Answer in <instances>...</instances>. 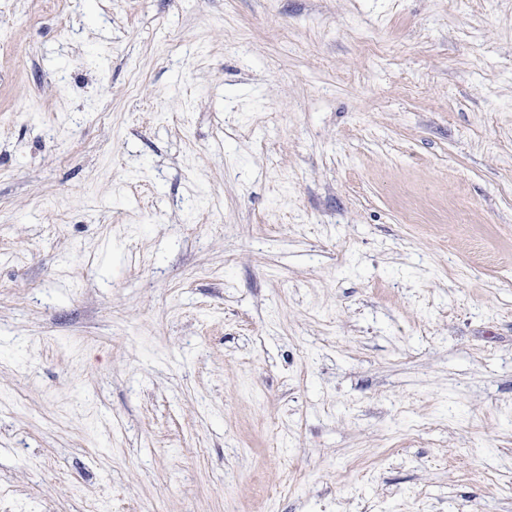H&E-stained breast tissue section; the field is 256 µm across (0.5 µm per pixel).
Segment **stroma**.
<instances>
[{"instance_id": "35a3bbf8", "label": "stroma", "mask_w": 512, "mask_h": 512, "mask_svg": "<svg viewBox=\"0 0 512 512\" xmlns=\"http://www.w3.org/2000/svg\"><path fill=\"white\" fill-rule=\"evenodd\" d=\"M0 512H512V0H0Z\"/></svg>"}]
</instances>
